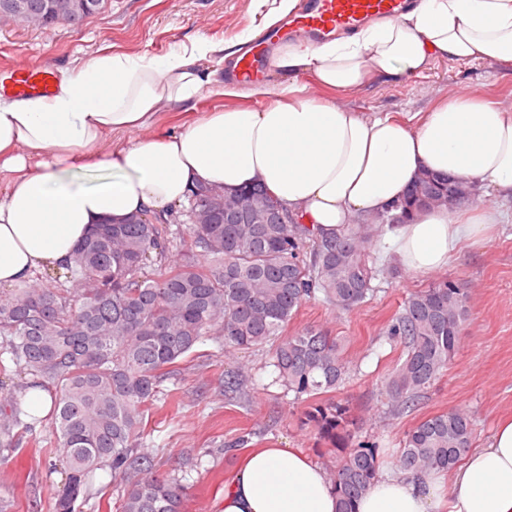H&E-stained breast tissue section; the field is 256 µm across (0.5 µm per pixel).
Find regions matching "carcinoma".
Returning <instances> with one entry per match:
<instances>
[{
  "instance_id": "carcinoma-1",
  "label": "carcinoma",
  "mask_w": 512,
  "mask_h": 512,
  "mask_svg": "<svg viewBox=\"0 0 512 512\" xmlns=\"http://www.w3.org/2000/svg\"><path fill=\"white\" fill-rule=\"evenodd\" d=\"M0 0V10L21 7L17 22L48 28L63 20L78 25L105 0ZM473 186L421 174L400 206L368 224H352L327 237L280 207L259 186L224 197L198 185L188 205V237L176 239L148 213L123 224H100L78 246L60 278L0 294V356L57 390L51 429L65 455L67 479L55 512H78L95 495L105 467L121 487L118 512H182L185 486L158 474L137 453L160 384L191 358L206 336H221L225 350L262 346L288 327L301 306L318 299L349 312L373 299L379 277L371 245L385 223L400 224L417 210H450L469 201ZM152 264L160 277L149 278ZM468 307L466 288L435 282L405 299L385 329L402 347L386 384V405L403 412L447 370L461 340ZM278 381L305 402V425L338 451L328 474L338 512H358L362 495L378 476V445L354 441L349 409L318 395L338 389L348 365L338 339L307 326L280 339L272 353ZM29 416L21 396H0V438L13 451L14 429ZM474 424L460 408L432 415L405 432L396 459L404 473L446 472L473 444Z\"/></svg>"
}]
</instances>
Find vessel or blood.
<instances>
[{
	"label": "vessel or blood",
	"instance_id": "obj_1",
	"mask_svg": "<svg viewBox=\"0 0 512 512\" xmlns=\"http://www.w3.org/2000/svg\"><path fill=\"white\" fill-rule=\"evenodd\" d=\"M410 0H315L306 13L297 18L296 31L317 38L361 28L379 16L395 15L404 10ZM267 65L266 53L245 54L238 62L236 75L243 80L263 76ZM55 72L44 66L7 68L0 71V92L17 97L47 96L53 91Z\"/></svg>",
	"mask_w": 512,
	"mask_h": 512
}]
</instances>
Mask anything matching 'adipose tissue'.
Instances as JSON below:
<instances>
[{
  "mask_svg": "<svg viewBox=\"0 0 512 512\" xmlns=\"http://www.w3.org/2000/svg\"><path fill=\"white\" fill-rule=\"evenodd\" d=\"M242 34L236 46L245 45ZM198 39L167 56L104 53L61 71L47 97L0 98V287L69 264L93 225L147 211L167 216L203 182L231 194L263 184L291 215L333 233L402 200L423 172L512 199V113L475 93L438 102L416 123L365 117L308 86L351 90L385 74L409 80L433 60L512 64V0H415L405 12L318 44H279L284 83L243 84L201 61L235 48ZM260 97L184 130L115 148L117 131L150 128L163 107L202 94ZM498 217L482 206L415 212L384 235L407 271L444 269L480 246ZM512 512V419L449 474L382 476L358 512ZM324 470L285 448L251 452L224 485L217 512H337Z\"/></svg>",
  "mask_w": 512,
  "mask_h": 512,
  "instance_id": "obj_1",
  "label": "adipose tissue"
}]
</instances>
